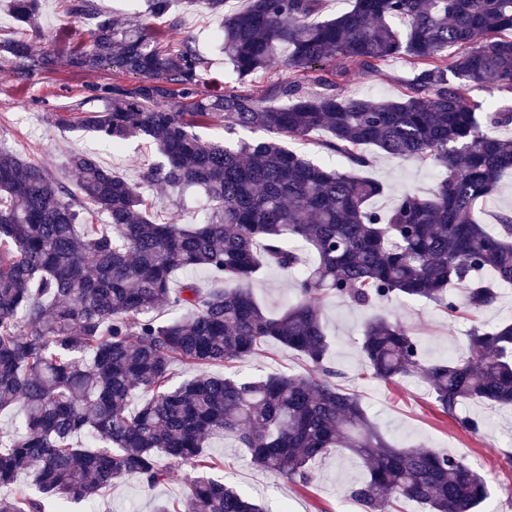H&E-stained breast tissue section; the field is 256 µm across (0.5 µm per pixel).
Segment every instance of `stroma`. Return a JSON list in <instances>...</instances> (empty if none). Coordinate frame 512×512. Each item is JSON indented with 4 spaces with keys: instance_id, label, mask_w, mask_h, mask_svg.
Listing matches in <instances>:
<instances>
[{
    "instance_id": "35a3bbf8",
    "label": "stroma",
    "mask_w": 512,
    "mask_h": 512,
    "mask_svg": "<svg viewBox=\"0 0 512 512\" xmlns=\"http://www.w3.org/2000/svg\"><path fill=\"white\" fill-rule=\"evenodd\" d=\"M165 40L192 35L209 66L199 78L197 90L208 94L237 83L233 67L216 49L220 30L219 18L201 8L189 9L176 4L173 16L158 20ZM90 24L69 14L63 0H42L41 29L33 37L36 51L50 52L57 46L86 43ZM413 72L409 59L386 62L381 73L350 71L341 86L346 94H356L379 102L400 96ZM117 82L125 86L139 84L138 76L105 67L95 72L59 66L57 72L36 73L18 81L11 60L0 56V147L16 151L24 160L50 169L56 176L72 180L65 162L70 153L89 152L113 172L127 179H137L142 167L155 157L148 143L132 139L121 146L98 138L95 134L63 129L55 120L63 107L72 105L87 93L89 85ZM439 173L432 162L400 161L375 155L367 174L384 184L386 191L377 198V209H389L405 190L421 196L430 195ZM205 198L195 188L176 195L175 201L158 198L152 218L157 223L179 220L197 223L203 213ZM290 275L275 269H262L255 280V293L271 313L280 311L293 295ZM324 322L331 338L330 365L339 373L338 384L357 394L369 419L397 446L423 447L436 452L462 455L484 474L490 484V496L479 512H512V407L471 401L461 406L460 415H476L485 422L480 434L460 428L455 417L441 412L419 376L393 382L372 377L358 349L365 323L380 313L395 314L412 332L427 363L466 354L469 319L448 318L427 301L388 300L372 307H356L341 298L324 302ZM305 369L303 359L288 348L271 343L243 364L236 372L247 375L275 373L299 374ZM458 414V415H459ZM213 456L222 464L213 478L228 482L259 501L271 512H360L357 504L344 495L349 484L365 479L362 462L343 448L335 449L316 463V477L306 486L289 482L254 466L246 449L230 439L215 441ZM183 492L180 479H172L155 488L144 487L137 479L126 478L112 486L101 498L87 504H65V512H153L162 500H177Z\"/></svg>"
}]
</instances>
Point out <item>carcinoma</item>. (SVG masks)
I'll return each mask as SVG.
<instances>
[{
    "instance_id": "1",
    "label": "carcinoma",
    "mask_w": 512,
    "mask_h": 512,
    "mask_svg": "<svg viewBox=\"0 0 512 512\" xmlns=\"http://www.w3.org/2000/svg\"><path fill=\"white\" fill-rule=\"evenodd\" d=\"M221 19L220 50L238 79L265 70L288 50L287 66L314 74L310 92L289 79L253 92L199 95L204 61L187 36L162 47L149 23L119 25L94 0H67L91 21L86 48L33 51L40 0H0L24 31L0 37L18 80L67 65L115 66L138 85L95 84L60 123L114 146L145 139L157 159L134 182L90 154L67 160L75 183L0 148V411L21 422L0 435V512H48L52 502L93 500L126 477L148 487L188 465L184 494L155 512H266L235 487L208 476L213 438H231L260 469L306 486L312 464L345 448L367 467L347 496L362 512H398L403 499L428 512H474L489 495L485 475L463 457L400 448L372 424L359 397L328 366L321 302L358 307L391 298L425 300L453 320L474 321L468 354L424 362L409 328L376 316L360 350L374 378L416 373L442 412L469 401L512 405V322L486 327L497 302L485 270L512 283V215L492 231L475 219L497 176L512 169V109L481 113L476 87L512 94V0H354L314 21L323 0H184ZM457 53L448 55V48ZM408 56L417 69L399 97L374 102L338 91L351 69L376 74ZM287 100L286 106L273 104ZM261 129L268 138L236 145L204 140L194 128ZM344 170L285 147L313 131ZM434 161L431 194L405 191L388 212L371 207L385 187L361 175L373 156ZM160 195L201 189L193 225L158 224L141 185ZM101 216L103 224L90 219ZM263 266L295 271L294 301L267 313L252 284ZM202 270L209 278L176 279ZM178 316L161 321L157 312ZM274 341L300 355L303 375L210 372L254 356ZM198 371L177 382L173 366ZM84 435L88 443L75 437ZM29 473L35 489L18 484Z\"/></svg>"
}]
</instances>
